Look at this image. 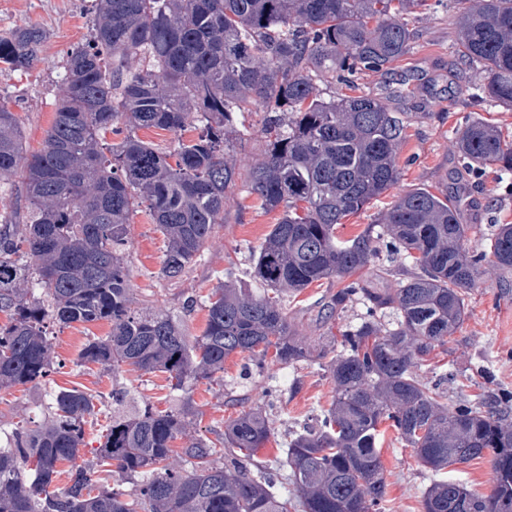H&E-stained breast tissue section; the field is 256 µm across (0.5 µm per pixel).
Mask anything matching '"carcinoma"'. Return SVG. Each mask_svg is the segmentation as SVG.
Returning <instances> with one entry per match:
<instances>
[{
    "label": "carcinoma",
    "instance_id": "1",
    "mask_svg": "<svg viewBox=\"0 0 512 512\" xmlns=\"http://www.w3.org/2000/svg\"><path fill=\"white\" fill-rule=\"evenodd\" d=\"M426 2L97 0L91 41L63 60L62 96L39 150L28 151L0 94V185L20 178L15 202L0 206V389L49 376V319L110 322L81 362L166 373L183 390L213 380L234 353L260 369L271 350L283 366L306 361L311 346L288 321L287 293L334 279L343 287L324 298L322 320L353 301L366 308L339 330L341 351L326 363L335 399L286 443L289 473L254 463L271 435L260 412L226 422L217 443L190 440L175 458L171 442L189 412L146 404L112 414L93 449L112 467L109 483L81 461L93 396L61 389L45 425H19L0 446V512H383L385 422L434 472L489 458L488 492L437 480L424 512H512V393L450 409L440 384L416 371L463 323L483 264L512 270V224L495 225L487 248L470 252L456 205L418 187L360 235L336 237L337 225L397 183L406 121L368 93L326 99L323 87L353 90L358 75L403 56L414 36L404 10ZM453 4L457 56L481 66L484 92L512 108V0ZM46 39L36 26L1 32L0 72L35 69ZM241 112L262 113L263 152L244 170L234 161ZM189 125L198 133L184 140ZM141 128L173 133V149L140 139ZM108 131L121 141L105 146ZM456 149L467 168L512 172V142L481 116L458 130ZM239 182L262 208L281 210L253 257L265 290L217 286L203 334L189 336L170 312L136 306L127 224L148 212L168 241L160 274L178 280L224 223V197ZM383 248L403 263L373 265ZM38 286L47 299L35 297ZM62 463L68 483L53 489ZM286 481L292 498L275 491Z\"/></svg>",
    "mask_w": 512,
    "mask_h": 512
}]
</instances>
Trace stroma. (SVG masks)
<instances>
[{
	"mask_svg": "<svg viewBox=\"0 0 512 512\" xmlns=\"http://www.w3.org/2000/svg\"><path fill=\"white\" fill-rule=\"evenodd\" d=\"M96 0H0V32L37 25L48 40L43 61L29 73L0 72V89L13 99V109L30 149H39L50 127L60 95V73L66 52L90 40ZM456 16L445 0H433L415 22V38L409 51L389 69L364 74L363 90L408 119L406 139L397 152L400 179L394 189L373 201L367 209L339 225L340 238L359 235L386 209L397 194L417 187L448 196L470 231L466 244L481 249L494 225L512 223V172L463 169L455 152V138L473 115L492 120L512 138V109L483 97L486 83L480 66L466 65L455 55ZM280 211L264 210L245 186L230 190L224 198V221L215 225L212 237L195 263L177 281L161 277L167 242L148 213L136 212L127 226L125 267L137 306H157L181 315L189 335H201L207 310L204 302L225 279L260 290L251 276L254 252L280 218ZM337 285L322 281L286 298L285 310L301 335L315 349L339 352L340 347L325 323L317 320L319 301ZM197 304L183 313L186 298ZM110 326L100 321L51 327L49 336L58 366L46 382L0 389V443L19 425L34 429L50 413L53 394L61 388H79L103 403L98 415L88 417L85 440L90 447L102 441L112 394L128 391L129 401L147 402L164 411L192 404L198 415L185 436L171 444L181 453L193 437L216 439L224 423L253 409H263L274 435L254 460L278 468L282 448L303 425L315 421L336 396L335 386L318 358L294 367L266 365L255 372L248 355L234 354L224 362L220 378L191 383L188 391L171 389L165 374L142 373L121 367L112 371L97 364L78 365V354L91 339L107 336ZM464 372L462 384H445L444 402L457 407L479 393L512 391V272L484 264L478 283L467 297V316L445 346L436 348L418 368L419 375L435 382L450 371ZM386 496L384 512H423V497L436 475L422 466L410 447L392 428H384L381 441Z\"/></svg>",
	"mask_w": 512,
	"mask_h": 512,
	"instance_id": "35a3bbf8",
	"label": "stroma"
}]
</instances>
